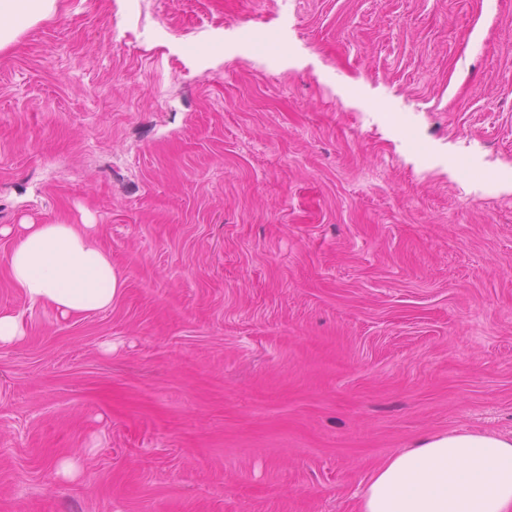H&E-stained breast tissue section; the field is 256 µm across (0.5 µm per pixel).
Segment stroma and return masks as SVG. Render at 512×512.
<instances>
[{
  "label": "stroma",
  "mask_w": 512,
  "mask_h": 512,
  "mask_svg": "<svg viewBox=\"0 0 512 512\" xmlns=\"http://www.w3.org/2000/svg\"><path fill=\"white\" fill-rule=\"evenodd\" d=\"M25 219L120 288L60 319L0 237V512H360L512 435V0H57L0 49ZM24 336V327L19 316L3 312L0 313V346L19 343Z\"/></svg>",
  "instance_id": "stroma-1"
}]
</instances>
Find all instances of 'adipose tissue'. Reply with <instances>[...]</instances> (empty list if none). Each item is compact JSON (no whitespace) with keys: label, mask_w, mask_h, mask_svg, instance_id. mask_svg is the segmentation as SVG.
Instances as JSON below:
<instances>
[{"label":"adipose tissue","mask_w":512,"mask_h":512,"mask_svg":"<svg viewBox=\"0 0 512 512\" xmlns=\"http://www.w3.org/2000/svg\"><path fill=\"white\" fill-rule=\"evenodd\" d=\"M56 0H0V48L19 20L51 14ZM11 238L9 268L31 305L61 317L108 309L119 279L86 224L0 227ZM361 512H512V437L454 429L419 440L371 476Z\"/></svg>","instance_id":"ef3b65f1"}]
</instances>
